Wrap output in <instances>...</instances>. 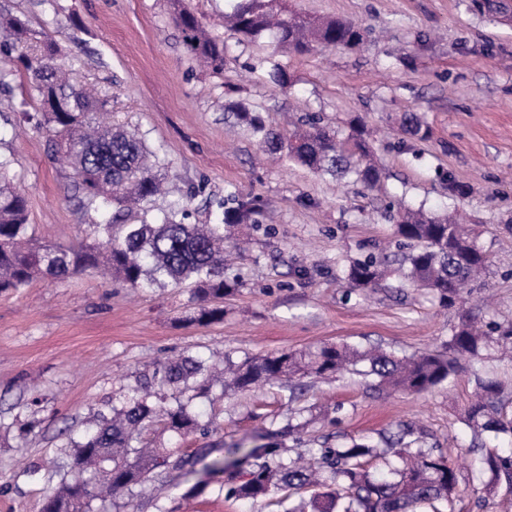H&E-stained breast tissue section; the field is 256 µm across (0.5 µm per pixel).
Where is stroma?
<instances>
[{
    "instance_id": "obj_1",
    "label": "stroma",
    "mask_w": 512,
    "mask_h": 512,
    "mask_svg": "<svg viewBox=\"0 0 512 512\" xmlns=\"http://www.w3.org/2000/svg\"><path fill=\"white\" fill-rule=\"evenodd\" d=\"M185 3L223 41V73L189 55L170 0H0V12L58 43L77 83L108 98L101 121L144 134L168 187L155 209L184 205L192 222L209 224L231 185L267 202L261 228L230 230L241 254L226 274L239 284L224 298L223 322L188 323L186 289H133L95 269L0 294V512H40L44 491L61 480L68 433L121 406L138 377L167 358L219 366L228 354L237 360L324 343L444 354L463 311L487 330L512 322V27L469 11L465 0H286L303 14L348 19L369 32L353 49L298 55L225 28L227 0ZM264 57L282 64L286 86L257 68ZM27 81L18 64L8 89H0V154L14 159L9 175L26 191L35 236L74 244L98 216L80 208L71 169L37 127ZM230 101L257 108L275 126L315 113L345 134L351 118L363 117L386 172L381 191L264 153L225 120ZM406 112L424 118L429 140L401 139ZM450 178L467 195L449 194ZM391 203L456 209L473 225L489 267L455 304L442 305L396 274L378 288L348 282L352 261L396 254ZM485 376L499 382L503 412L512 418V358L493 349L450 383L420 394L372 388L349 372L310 379L297 403L286 391L217 386L191 404L208 433L188 435L180 446L231 447L283 425L301 405L308 424L298 450L328 434L339 443H376L405 426L419 447L454 468L455 512H512L505 483L488 488L476 478L480 456L507 435H478L465 423ZM29 420L37 426L28 434L22 426ZM187 488L180 480L147 485L135 512H276L264 501L225 498L215 482L190 498Z\"/></svg>"
}]
</instances>
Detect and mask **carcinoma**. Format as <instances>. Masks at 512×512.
Returning a JSON list of instances; mask_svg holds the SVG:
<instances>
[{
  "label": "carcinoma",
  "instance_id": "obj_1",
  "mask_svg": "<svg viewBox=\"0 0 512 512\" xmlns=\"http://www.w3.org/2000/svg\"><path fill=\"white\" fill-rule=\"evenodd\" d=\"M174 19L189 52L224 70V43L212 37L201 20L172 0ZM470 10L491 22L507 16L502 0H467ZM224 20L249 41L271 36L298 54L315 47L355 48L362 41L358 26L343 19L320 20L286 13L281 0H234ZM6 39L0 44V61L21 62L30 80L29 99L38 103L44 127L68 161L81 192V205L98 211L112 207L109 220L90 225L86 239L71 246L36 241L29 235L25 192L8 176L12 160L0 157V293L18 292L36 280H62L87 269L107 267L117 279L136 288L161 280L187 288L195 307L188 320L210 325L224 320V295L235 285L224 279V250L230 243L224 229L239 224L260 226L264 203L258 195L227 190L219 224L185 222V209L152 213L151 204L163 181L149 163L143 136L120 125L97 120L107 99L78 84L58 62L59 45L30 28L27 21L0 14ZM273 83H286V73L273 58L259 60ZM232 117L262 148L280 153L287 162L318 175H330L367 188L380 185L383 171L373 161L363 137L364 123L355 117L345 138L324 124L318 115L301 118V129L291 135L274 127L264 113L239 101L226 106ZM403 133L426 141L429 128L415 113L404 116ZM139 208L138 222L126 216ZM396 236L411 251L400 258L369 256L350 264L347 280L355 288H377L398 265L404 279L432 292L448 304L471 278L487 268V255L464 225L446 212L403 207L397 213ZM512 343V325L498 336L480 330L463 316L448 339V354L398 356L382 348L358 350L329 344L315 350L246 355L225 360L229 380L223 389L245 393L259 383L294 390L301 379L349 370L379 387L421 393L445 383L460 361L475 359L491 346ZM218 382L210 367L192 357L157 365L135 388V395L112 414H98L79 438H69V470L60 484L45 492L41 512H95L93 502L120 512L119 499L138 495L147 483L176 476L184 480L202 472L220 477L227 499L263 498L282 512H412V508L438 502L453 512L456 474L442 455L420 451L398 456L392 465L388 454L408 447L412 430L404 429L381 439V444L353 440L343 446L326 443L313 452V466L299 467L288 457L287 439L295 427L267 430L249 442L230 448H200L180 454L166 445L165 437L185 436L202 429L189 402L206 395ZM477 403L465 422L474 432L512 435V420L501 418L499 385L479 381ZM202 465L196 470V465ZM512 489V452L488 451L479 473Z\"/></svg>",
  "mask_w": 512,
  "mask_h": 512
}]
</instances>
